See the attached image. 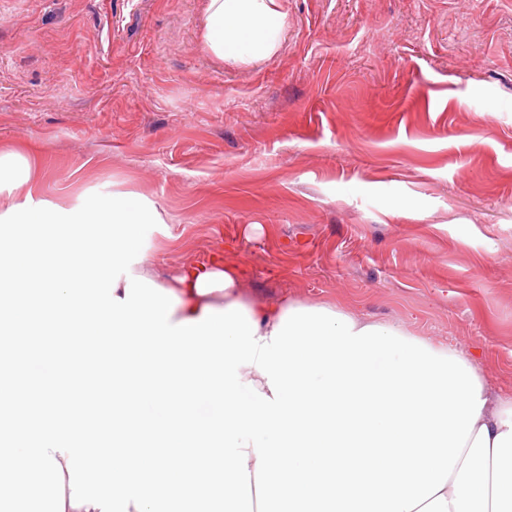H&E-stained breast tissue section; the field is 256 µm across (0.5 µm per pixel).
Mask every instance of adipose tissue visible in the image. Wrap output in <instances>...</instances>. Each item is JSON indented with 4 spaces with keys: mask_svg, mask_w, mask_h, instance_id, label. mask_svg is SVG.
Wrapping results in <instances>:
<instances>
[{
    "mask_svg": "<svg viewBox=\"0 0 512 512\" xmlns=\"http://www.w3.org/2000/svg\"><path fill=\"white\" fill-rule=\"evenodd\" d=\"M286 25L275 0H209L203 39L250 64ZM29 179L28 161L0 155V321L82 327L111 351L113 384L142 390L101 429L180 450L173 464L160 448H108L64 420L67 358L45 356L38 415L0 421V512H512V403L489 408L472 359L331 305L247 298L219 253L166 284L131 273L162 221L150 202L22 206ZM35 224L64 234L45 245L27 237Z\"/></svg>",
    "mask_w": 512,
    "mask_h": 512,
    "instance_id": "obj_1",
    "label": "adipose tissue"
}]
</instances>
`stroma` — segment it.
Instances as JSON below:
<instances>
[{
	"mask_svg": "<svg viewBox=\"0 0 512 512\" xmlns=\"http://www.w3.org/2000/svg\"><path fill=\"white\" fill-rule=\"evenodd\" d=\"M209 0H0V154L33 201L136 194L168 283L223 253L246 296L330 304L476 358L512 399V0H278L270 59ZM208 13L204 44L233 63L269 59L279 49L287 25L275 0H210Z\"/></svg>",
	"mask_w": 512,
	"mask_h": 512,
	"instance_id": "35a3bbf8",
	"label": "stroma"
}]
</instances>
